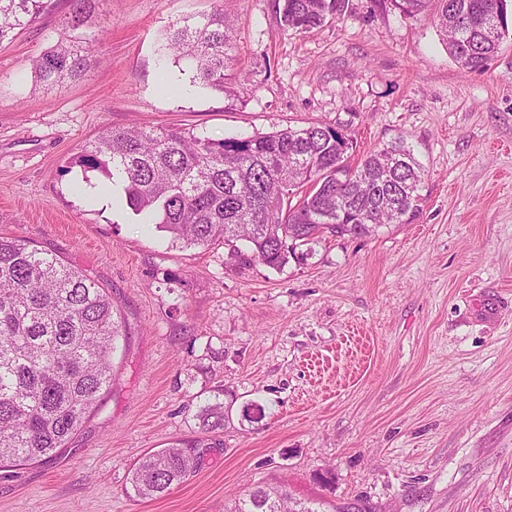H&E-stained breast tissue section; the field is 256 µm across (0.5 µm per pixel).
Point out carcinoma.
Segmentation results:
<instances>
[{"label": "carcinoma", "mask_w": 512, "mask_h": 512, "mask_svg": "<svg viewBox=\"0 0 512 512\" xmlns=\"http://www.w3.org/2000/svg\"><path fill=\"white\" fill-rule=\"evenodd\" d=\"M69 34L32 61L46 89L79 78L92 52L81 28L100 0H69ZM429 18L466 71L485 67L508 35L506 0H393ZM339 0H274L287 29L321 26ZM55 0H0V43L51 12ZM230 24L215 12L173 28L167 46L192 79L224 90ZM351 138L312 124L220 140L173 128H106L70 161L82 175L120 178L127 207L185 247L228 250L229 263L279 269L323 234L364 236L408 224L420 208L424 171L395 141L353 167ZM128 336L107 291L27 240L0 236V468L34 464L65 447L110 387L117 339ZM220 400L198 415L199 437L173 442L130 470L135 495L157 498L201 465L200 448L229 421ZM228 512H319L282 488L258 486Z\"/></svg>", "instance_id": "obj_1"}]
</instances>
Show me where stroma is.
Masks as SVG:
<instances>
[{
    "mask_svg": "<svg viewBox=\"0 0 512 512\" xmlns=\"http://www.w3.org/2000/svg\"><path fill=\"white\" fill-rule=\"evenodd\" d=\"M219 6L232 66L216 91L166 43ZM67 10L0 43V232L107 288L129 336L67 447L0 470V512H225L282 483L321 512H512V34L465 72L393 0H342L306 33L273 0H110L84 27L93 62L46 90L31 62ZM312 123L350 137L353 164L405 141L425 170L416 219L239 268L60 172L106 126L223 139ZM219 389L232 417L200 468L167 496L129 494L132 464L195 436Z\"/></svg>",
    "mask_w": 512,
    "mask_h": 512,
    "instance_id": "stroma-1",
    "label": "stroma"
}]
</instances>
